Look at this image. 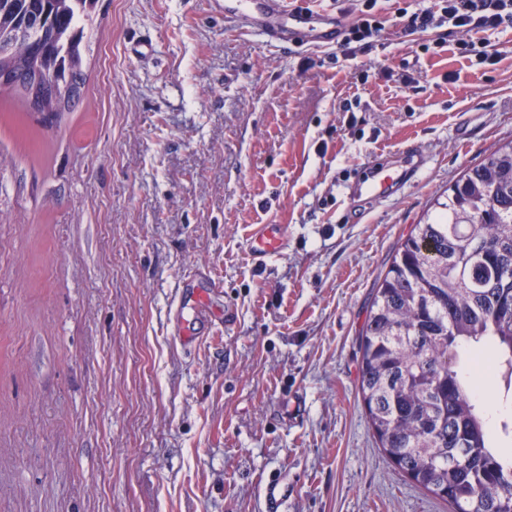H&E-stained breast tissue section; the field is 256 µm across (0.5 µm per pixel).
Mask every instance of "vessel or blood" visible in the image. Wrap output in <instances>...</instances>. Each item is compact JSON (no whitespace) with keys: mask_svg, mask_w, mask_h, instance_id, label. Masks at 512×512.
Returning a JSON list of instances; mask_svg holds the SVG:
<instances>
[{"mask_svg":"<svg viewBox=\"0 0 512 512\" xmlns=\"http://www.w3.org/2000/svg\"><path fill=\"white\" fill-rule=\"evenodd\" d=\"M209 6L223 14L225 29L258 37L279 49L299 42L313 47L336 45L349 21L344 13L333 8L312 6L310 0H209ZM374 169V180L367 185L366 195L378 199L387 194L394 177L383 164H375ZM285 247L284 229L279 224L258 225L247 243L250 255L260 262L281 253ZM219 319L228 328L236 323L232 310H225L223 317H216L207 294H199L191 320L181 329V341L187 345L197 342L211 331ZM263 494L267 512H281L286 489L280 480H269Z\"/></svg>","mask_w":512,"mask_h":512,"instance_id":"1","label":"vessel or blood"}]
</instances>
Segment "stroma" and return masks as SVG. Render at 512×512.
<instances>
[{
  "label": "stroma",
  "instance_id": "1",
  "mask_svg": "<svg viewBox=\"0 0 512 512\" xmlns=\"http://www.w3.org/2000/svg\"><path fill=\"white\" fill-rule=\"evenodd\" d=\"M435 4L378 0L365 50H277L207 0H100L73 111L0 96V512H266L272 477L286 512H449L358 393L400 243L512 141V27L469 33L492 63L454 33L427 51L395 17ZM375 160L408 176L372 201ZM259 224L288 238L260 265ZM200 273L238 321L189 350L174 313ZM287 489L282 486L278 478L269 480L263 487L266 503V512H280L284 504Z\"/></svg>",
  "mask_w": 512,
  "mask_h": 512
}]
</instances>
